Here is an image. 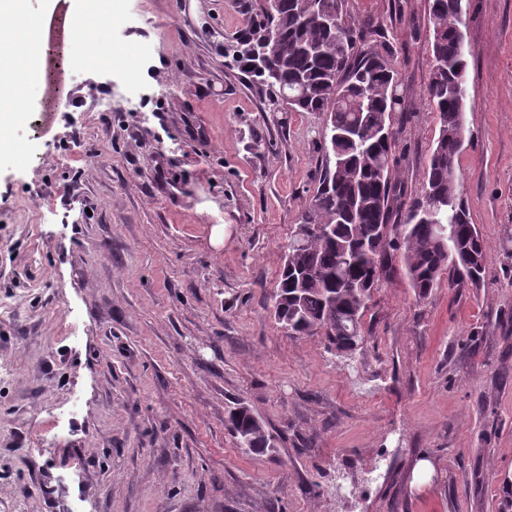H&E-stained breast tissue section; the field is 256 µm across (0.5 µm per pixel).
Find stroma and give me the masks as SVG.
Returning a JSON list of instances; mask_svg holds the SVG:
<instances>
[{
	"instance_id": "1",
	"label": "stroma",
	"mask_w": 512,
	"mask_h": 512,
	"mask_svg": "<svg viewBox=\"0 0 512 512\" xmlns=\"http://www.w3.org/2000/svg\"><path fill=\"white\" fill-rule=\"evenodd\" d=\"M113 66L69 53L0 146V512H497L512 477V0H462L456 160L479 287L416 298L400 252L349 357L271 313L325 159L323 115L265 112L230 51L262 0H124ZM407 87L420 196L428 0H346ZM83 408L67 415L71 394ZM248 406L276 446L224 425Z\"/></svg>"
}]
</instances>
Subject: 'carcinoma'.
I'll use <instances>...</instances> for the list:
<instances>
[{
  "mask_svg": "<svg viewBox=\"0 0 512 512\" xmlns=\"http://www.w3.org/2000/svg\"><path fill=\"white\" fill-rule=\"evenodd\" d=\"M457 2L428 3L432 39L425 99L438 115L439 130L423 193L409 202L394 183L396 136L379 137L405 89L376 47L357 46L345 0H322L323 8L336 11L335 33L310 16L308 0H281L275 14L264 7L249 18L236 61L249 67L265 110L279 111L284 94L300 87L293 111L323 114L327 137L356 128L354 139H338L325 149L316 192L293 230L301 245L283 257L272 299L273 318L286 336L320 335L335 353L357 351L368 302L392 251H402L409 286L421 300L445 272L459 285H480L488 246L471 223L455 168L465 138L466 89L454 84L467 70ZM262 56L270 65L259 71L254 62ZM395 215L398 224L391 223ZM442 227L450 234L440 240ZM227 426L239 442L250 437L244 447L250 454L275 447L263 422L243 404L231 408Z\"/></svg>",
  "mask_w": 512,
  "mask_h": 512,
  "instance_id": "cac0c4a2",
  "label": "carcinoma"
}]
</instances>
